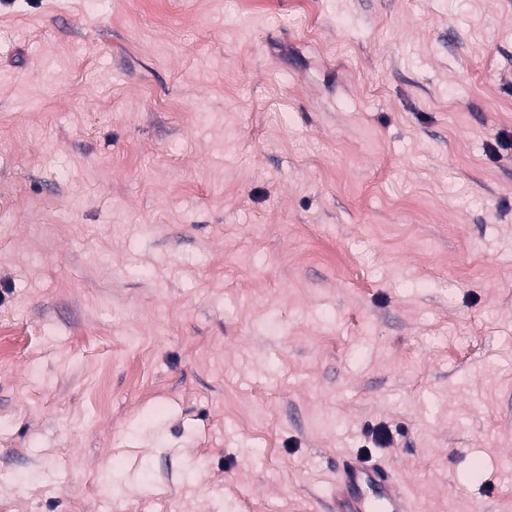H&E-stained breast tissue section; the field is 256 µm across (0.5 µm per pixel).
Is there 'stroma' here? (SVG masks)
<instances>
[{
    "mask_svg": "<svg viewBox=\"0 0 512 512\" xmlns=\"http://www.w3.org/2000/svg\"><path fill=\"white\" fill-rule=\"evenodd\" d=\"M501 131L512 0H0V512H512ZM336 512H410V500L387 466L342 464L333 489Z\"/></svg>",
    "mask_w": 512,
    "mask_h": 512,
    "instance_id": "1",
    "label": "stroma"
}]
</instances>
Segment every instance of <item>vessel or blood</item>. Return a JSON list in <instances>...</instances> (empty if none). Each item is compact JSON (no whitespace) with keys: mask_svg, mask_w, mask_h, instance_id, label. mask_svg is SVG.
<instances>
[{"mask_svg":"<svg viewBox=\"0 0 512 512\" xmlns=\"http://www.w3.org/2000/svg\"><path fill=\"white\" fill-rule=\"evenodd\" d=\"M336 512H411L410 500L387 466L346 463L336 470Z\"/></svg>","mask_w":512,"mask_h":512,"instance_id":"vessel-or-blood-1","label":"vessel or blood"}]
</instances>
